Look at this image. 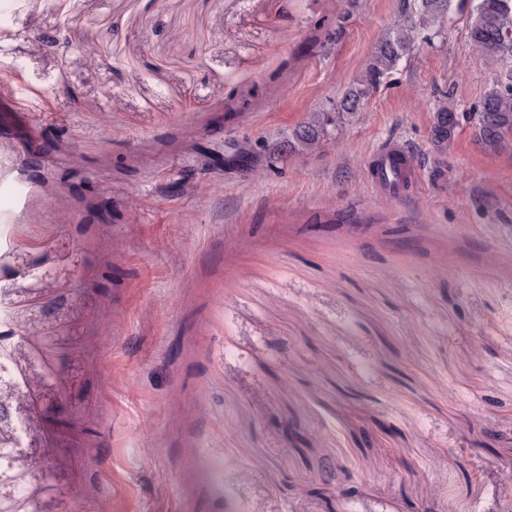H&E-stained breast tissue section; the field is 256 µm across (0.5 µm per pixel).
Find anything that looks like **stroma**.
Instances as JSON below:
<instances>
[{"label": "stroma", "instance_id": "35a3bbf8", "mask_svg": "<svg viewBox=\"0 0 512 512\" xmlns=\"http://www.w3.org/2000/svg\"><path fill=\"white\" fill-rule=\"evenodd\" d=\"M413 6L0 0V255L20 270L0 309L38 404L33 453L52 460L22 483L40 512L512 502V150L484 152L468 126L447 155L430 141L438 100L471 112L495 81L468 38L473 0L343 137L288 153L311 113L338 120ZM64 12L70 42H45ZM383 142L416 156L398 197L369 181Z\"/></svg>", "mask_w": 512, "mask_h": 512}]
</instances>
